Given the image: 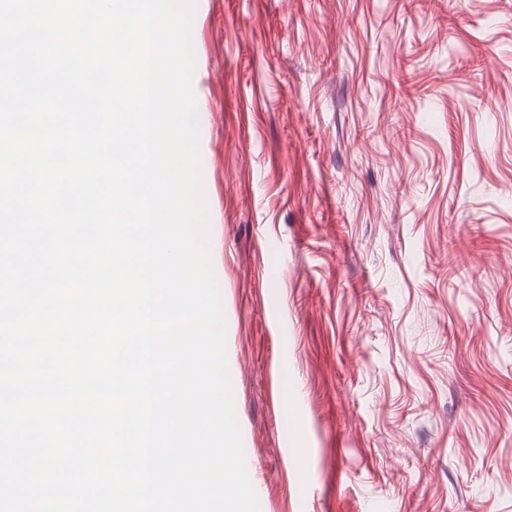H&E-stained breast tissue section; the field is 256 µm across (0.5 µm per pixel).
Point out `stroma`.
Masks as SVG:
<instances>
[{"mask_svg": "<svg viewBox=\"0 0 512 512\" xmlns=\"http://www.w3.org/2000/svg\"><path fill=\"white\" fill-rule=\"evenodd\" d=\"M260 512H512V0H203Z\"/></svg>", "mask_w": 512, "mask_h": 512, "instance_id": "1", "label": "stroma"}]
</instances>
